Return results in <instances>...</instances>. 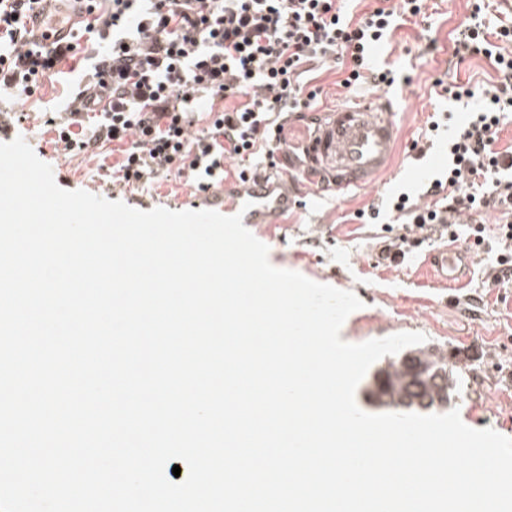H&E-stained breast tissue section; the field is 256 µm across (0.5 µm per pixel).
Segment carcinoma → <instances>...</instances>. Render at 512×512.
<instances>
[{"instance_id": "obj_1", "label": "carcinoma", "mask_w": 512, "mask_h": 512, "mask_svg": "<svg viewBox=\"0 0 512 512\" xmlns=\"http://www.w3.org/2000/svg\"><path fill=\"white\" fill-rule=\"evenodd\" d=\"M455 386L454 365L447 354L415 347L377 370L369 395L385 407L429 409L448 404Z\"/></svg>"}]
</instances>
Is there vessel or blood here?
Listing matches in <instances>:
<instances>
[{
	"label": "vessel or blood",
	"instance_id": "obj_1",
	"mask_svg": "<svg viewBox=\"0 0 512 512\" xmlns=\"http://www.w3.org/2000/svg\"><path fill=\"white\" fill-rule=\"evenodd\" d=\"M85 17V12L80 11L71 19H64L48 2L35 30L39 33L51 30L56 36L63 37L73 23ZM397 138L395 113L389 99L375 98L332 112L312 141L309 154L312 162L331 172L333 189L370 187L389 168ZM290 180L287 174L276 180L270 175L259 174L234 184L223 182L192 196L186 207L213 210L226 216L239 213L247 224H275L294 203L288 192ZM470 259V254L462 248L437 250L428 257L438 282L445 285L455 283L461 263Z\"/></svg>",
	"mask_w": 512,
	"mask_h": 512
}]
</instances>
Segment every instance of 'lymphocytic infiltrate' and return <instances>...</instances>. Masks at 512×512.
I'll return each instance as SVG.
<instances>
[{
    "label": "lymphocytic infiltrate",
    "mask_w": 512,
    "mask_h": 512,
    "mask_svg": "<svg viewBox=\"0 0 512 512\" xmlns=\"http://www.w3.org/2000/svg\"><path fill=\"white\" fill-rule=\"evenodd\" d=\"M42 0H0V97L28 98L63 61L74 60L81 83L62 116L47 117L63 150L115 143L116 182L140 187L170 175L203 191L224 179L232 159L263 155L269 166H304L284 135L288 118L305 120L317 89L305 76L332 66L341 87H390L392 69L374 66L372 52L388 43L399 22L421 15L425 0H374L353 19L341 0H100L84 28L95 45L77 59L75 40H35L28 25ZM485 0L454 43L458 59H492L498 78L480 93L436 80L439 96L475 99L462 121L444 113L431 131L447 128L448 165L426 190L389 201L396 233L379 263L407 255L447 235L493 259L483 285L512 284V150L494 147L512 113V22L487 25ZM498 214V232L484 236L480 216Z\"/></svg>",
    "instance_id": "obj_1"
}]
</instances>
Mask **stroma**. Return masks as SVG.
Returning a JSON list of instances; mask_svg holds the SVG:
<instances>
[{
    "label": "stroma",
    "instance_id": "1",
    "mask_svg": "<svg viewBox=\"0 0 512 512\" xmlns=\"http://www.w3.org/2000/svg\"><path fill=\"white\" fill-rule=\"evenodd\" d=\"M425 5V15L396 28L388 45L374 55L376 64L397 67L407 76V84L389 89L368 83L351 96L338 86L334 72L316 80L323 89L319 106L323 114L378 96L393 100L400 138L377 187L316 195L311 185L301 184L302 206L256 237L268 246L274 267L354 292L362 300V308L345 320L342 340L362 343L401 332L424 334L428 344L452 356L457 376L450 408L458 409L471 428L489 427L512 437V286L483 288L485 265L480 261L464 267L456 285L440 286L424 250L396 267L374 265L393 220L388 198L401 191L422 194L448 163L447 136H426L431 115L452 111L462 116L470 110L466 102L437 98L434 80L475 88L497 77L482 56L460 62L453 55L458 29L471 12L469 0H426ZM70 67V62H63L60 74L47 80L34 97L0 105V142L23 137L37 157L60 175L61 188L108 199L112 185L107 176L116 161L111 145L92 152L58 151L52 144L53 131L42 124V113L60 108L72 88ZM189 190L184 181L172 178L126 192L121 200L144 211L170 209ZM373 206L380 210L377 219L367 224L357 219L359 210Z\"/></svg>",
    "mask_w": 512,
    "mask_h": 512
}]
</instances>
